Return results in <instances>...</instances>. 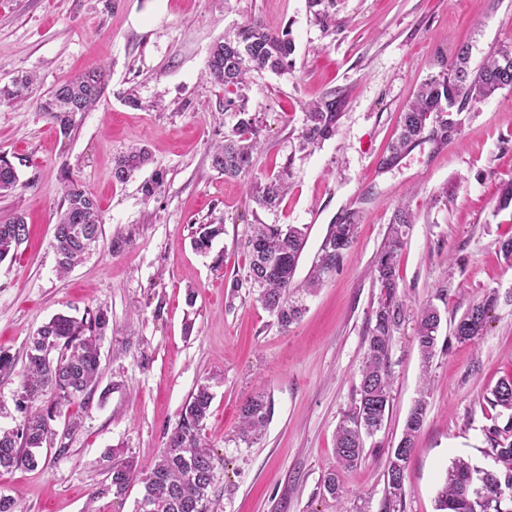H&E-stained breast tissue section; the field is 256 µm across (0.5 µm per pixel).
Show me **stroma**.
Here are the masks:
<instances>
[{
  "mask_svg": "<svg viewBox=\"0 0 512 512\" xmlns=\"http://www.w3.org/2000/svg\"><path fill=\"white\" fill-rule=\"evenodd\" d=\"M319 11L328 22L316 21ZM253 18L289 30L295 44L288 72L253 73L243 91L264 129L254 175H288L271 211L249 200L245 180L216 171L209 153L238 120L209 76L210 51ZM503 44L512 45V0H0V85L31 73L43 96L93 65L108 70L100 103L71 113L65 136L49 113L0 104V155L20 178L0 195V222L19 214L29 230L0 261V351L20 367L28 336L56 314L103 308L112 319L90 400L62 409L51 424L57 441L40 449L37 467L0 475V495L22 512H136L141 487L114 495L113 462L149 467L207 383L203 434L215 453L217 512H380L387 451L421 397L427 414L403 512H436L448 466L459 457L488 465L484 430L507 420L488 399L512 376V263L499 248L512 236V209L496 208L512 180V89L470 103L450 144H411L392 165L388 146L419 86L461 46L476 67ZM330 94L342 101L334 135L300 148L308 106ZM136 147L149 163L116 182V159ZM157 172L163 185L145 198L141 185ZM69 178L99 201L103 235L63 274L52 240ZM404 201L414 222L397 256L405 307L389 356L390 407L365 439L364 460L345 474L339 505L324 495L323 477L380 300L372 270ZM349 219L354 243L309 288L331 226ZM204 224L223 232L200 251ZM256 224L309 227L288 290L304 312L286 331L242 285ZM492 293L485 334L457 342L454 323ZM427 305L442 321L426 361L415 328ZM259 391L271 412L248 446L236 429L243 402Z\"/></svg>",
  "mask_w": 512,
  "mask_h": 512,
  "instance_id": "stroma-1",
  "label": "stroma"
}]
</instances>
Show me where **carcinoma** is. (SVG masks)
Wrapping results in <instances>:
<instances>
[{"label": "carcinoma", "instance_id": "carcinoma-1", "mask_svg": "<svg viewBox=\"0 0 512 512\" xmlns=\"http://www.w3.org/2000/svg\"><path fill=\"white\" fill-rule=\"evenodd\" d=\"M293 53L289 30L273 32L253 19L239 27L234 37L216 42L208 60L211 79L224 86V110H234L240 115L235 126L224 134V140L213 146L212 167L226 177L248 179L250 200L266 210L279 205L288 183L281 175L264 179L252 175L253 157L263 142L262 126L246 112L240 91L252 72L280 74L287 71L292 65ZM469 68V48L464 45L445 71L418 88L401 114L400 134L392 145L389 162L398 159L405 146L422 139L430 121L435 123L431 129L433 140L452 141L459 132L453 110L460 111L473 101L479 102L502 89H511L512 46L499 47L474 72H469ZM33 85L34 78L30 75L14 76L10 83L0 86V103L34 105L40 112H50L59 121L60 132L66 135L70 129L66 114L76 108L88 112L97 104L106 87V69L102 65L88 68L41 99L33 96ZM340 104V99L330 94L311 106L305 113L307 131L303 139L306 143L312 144L335 133ZM148 162L146 151H131L116 160L112 177L124 182ZM18 184L16 168L7 158L0 157V195L14 192ZM63 200L64 210L55 224L53 248L58 269L65 273L102 234V217L96 198L76 179L68 180ZM413 221L414 214L408 206L395 209L390 234L374 265V279L384 294L375 310L374 323L368 329L357 401L336 428L334 454L344 471L354 469L362 461L364 436H372L381 428L390 406L389 351L404 307L398 293L396 257L404 245L403 228ZM355 229L352 220L333 225L310 274V287L322 284L340 265L354 241ZM222 231L220 225L201 226L194 240L195 247L209 248ZM307 233L305 225L256 224L247 243L250 288L257 292V300L285 332L303 312L302 306L288 301L286 292L294 279ZM27 234V224L20 215L1 222L0 261L15 252ZM496 301L497 295L492 293L472 305L454 325L453 337L462 342L481 336ZM439 325L440 315L434 306L420 310L417 338L427 358L435 350ZM109 327L108 312L96 309L80 319L58 314L31 336L20 372L21 394L17 402L23 418L16 428L0 430V471L36 466L38 449L54 435L50 421L58 407L80 396L90 397L100 369L99 341ZM49 347L55 349L58 356H49L46 353ZM44 399L48 403L45 411L28 412V404ZM211 402L210 386L198 385L183 405L178 424L165 447L148 469L137 468L129 458L114 463L111 469L114 493H125L136 481L142 484L149 503V510L140 507L137 512H209L216 473L214 451L204 440L202 430ZM488 402L494 408L509 412L505 424L495 421L485 428L493 465L478 467L464 459L454 461L438 492L437 512H512V377L497 384ZM426 410L425 400H418L407 417L397 446L388 451L381 512H398L404 497L408 463ZM269 413L270 404L265 396H250L241 408L237 438L247 445L258 440ZM323 490L338 502L343 498L344 484L336 469L325 474Z\"/></svg>", "mask_w": 512, "mask_h": 512}]
</instances>
